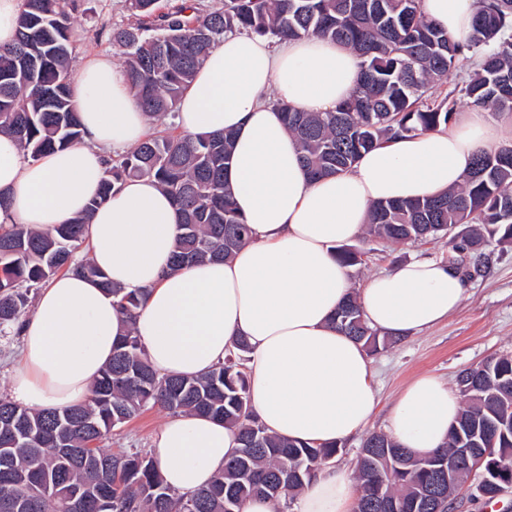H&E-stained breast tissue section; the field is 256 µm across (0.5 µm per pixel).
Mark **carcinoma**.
Returning a JSON list of instances; mask_svg holds the SVG:
<instances>
[{"label": "carcinoma", "mask_w": 512, "mask_h": 512, "mask_svg": "<svg viewBox=\"0 0 512 512\" xmlns=\"http://www.w3.org/2000/svg\"><path fill=\"white\" fill-rule=\"evenodd\" d=\"M423 0H224L199 11L181 4L158 16L150 30L116 28L136 101L148 118L168 114L190 86L210 51L227 33L247 32L274 41L316 35L343 44L362 58L357 90L331 112H300L278 103L311 178L349 170L383 142L451 124L466 100L498 114H512V0H477L467 34L453 36L425 19ZM72 17L66 0H22L15 41L0 46V134L12 136L32 159L82 139L71 101ZM477 68L439 101L428 91L464 69ZM234 144L230 132L192 137L157 131L130 152L108 161L98 195L84 214L40 231L0 224V342L26 314L31 294L61 272L99 281L128 317L143 294L112 285L91 258L78 255L94 211L129 178L152 176L182 216L172 270L210 257H229L249 238L224 180ZM466 226L447 237L448 225ZM368 234L404 244L448 239L480 271L491 244H512V145L479 153L463 184L423 199L375 204ZM347 267L364 252L341 246ZM339 331L375 352L397 341L363 319L356 300L336 310ZM248 345L238 340L224 363L196 377L159 376L131 330L113 344L112 361L83 405L36 411L0 397V512H72L71 496L85 499L82 512H243L257 496L284 509L339 445L297 443L269 434L253 416L244 364ZM463 409L446 445L414 457L385 433L363 441L355 478L358 512H450L459 486L477 476L479 490L512 484V355L478 363L457 377ZM173 414L205 415L237 430L239 448L224 471L196 492L167 487L152 455L107 453L98 442L146 407ZM468 457L448 472L444 463L464 449Z\"/></svg>", "instance_id": "1"}]
</instances>
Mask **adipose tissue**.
<instances>
[{"label": "adipose tissue", "mask_w": 512, "mask_h": 512, "mask_svg": "<svg viewBox=\"0 0 512 512\" xmlns=\"http://www.w3.org/2000/svg\"><path fill=\"white\" fill-rule=\"evenodd\" d=\"M473 2L424 0V12L460 34L471 25ZM359 70L353 52L318 36L274 43L225 35L180 98L177 123L196 136L234 133L225 178L251 240L229 258L171 271L181 215L154 178L127 180L96 209L86 238L113 285L144 293L142 308L130 320L96 280L76 273L51 279L21 329L11 400L36 410L87 402L114 341L129 330L162 376L201 375L241 337L251 405L270 433L331 445L367 427L376 405L369 360L334 327L337 308L356 296L371 327L401 337L448 318L469 283L447 262L415 259L374 275L355 295L336 248L361 236L377 202L458 187L475 154L499 148L512 132L469 112L448 129L378 146L347 172L310 178L277 105L332 111L356 90ZM71 96L80 143L31 160L0 134L1 224L45 230L83 214L112 151L143 140L147 119L111 58L86 59ZM461 411L459 395L425 373L399 395L388 433L426 456L445 445ZM238 447L235 428L180 414L160 426L151 453L165 483L184 494L210 484ZM358 500L357 482L330 462L304 484L294 512H356Z\"/></svg>", "instance_id": "obj_1"}]
</instances>
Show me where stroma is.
I'll return each mask as SVG.
<instances>
[{
  "mask_svg": "<svg viewBox=\"0 0 512 512\" xmlns=\"http://www.w3.org/2000/svg\"><path fill=\"white\" fill-rule=\"evenodd\" d=\"M67 6L74 17L73 53L78 64L90 53L116 57L113 29L152 24L151 19L133 13L129 0H67ZM354 245L367 254L364 265L349 270L350 285L356 290L363 288L372 276L410 259L443 260L449 251L443 240L397 245L362 236ZM493 252L488 268L472 274L468 297L448 320L370 355L371 371L383 405L370 425L371 430L385 431V406L415 376L430 372L452 386L461 370L491 357L512 354V245L494 247ZM166 416L164 409H146L112 430L101 446L111 452L150 450Z\"/></svg>",
  "mask_w": 512,
  "mask_h": 512,
  "instance_id": "1",
  "label": "stroma"
}]
</instances>
